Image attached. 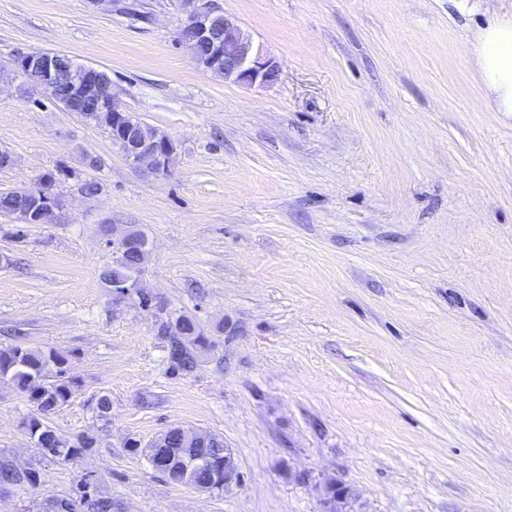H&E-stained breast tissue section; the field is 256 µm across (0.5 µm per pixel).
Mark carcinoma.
<instances>
[{"label": "carcinoma", "mask_w": 512, "mask_h": 512, "mask_svg": "<svg viewBox=\"0 0 512 512\" xmlns=\"http://www.w3.org/2000/svg\"><path fill=\"white\" fill-rule=\"evenodd\" d=\"M168 359L173 372H190L196 365L197 347L202 341L194 336H169ZM49 380L43 392L36 395L31 391L36 377ZM7 378L13 386L23 393L35 408V414L27 421L29 433L36 434L38 447L46 455L60 461L70 462L87 455L97 446V439L90 435H78L67 438L58 434L44 422L51 412L61 409L69 403L72 395L73 378L67 375L66 359L58 353L29 346L10 345L0 348V379ZM168 451L183 452L186 444L179 429L168 430L163 438ZM190 451L207 457H224V437L214 434L211 437L191 445ZM166 479L174 484L190 483L200 489H207L213 479L212 472L196 471L190 476L183 474L173 465L163 472ZM113 512L112 496L95 493L94 499L86 504L70 507L59 503V499L48 500L47 512Z\"/></svg>", "instance_id": "obj_1"}]
</instances>
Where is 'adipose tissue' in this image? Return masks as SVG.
<instances>
[{
  "label": "adipose tissue",
  "mask_w": 512,
  "mask_h": 512,
  "mask_svg": "<svg viewBox=\"0 0 512 512\" xmlns=\"http://www.w3.org/2000/svg\"><path fill=\"white\" fill-rule=\"evenodd\" d=\"M475 66L490 111L512 112V21L493 19L481 29Z\"/></svg>",
  "instance_id": "ef3b65f1"
}]
</instances>
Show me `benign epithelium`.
I'll return each mask as SVG.
<instances>
[{"label":"benign epithelium","mask_w":512,"mask_h":512,"mask_svg":"<svg viewBox=\"0 0 512 512\" xmlns=\"http://www.w3.org/2000/svg\"><path fill=\"white\" fill-rule=\"evenodd\" d=\"M182 12L178 41L191 39L202 48L194 57L201 69L220 75L225 80L251 87L269 86L280 77V65L275 57L257 45L251 35L242 28L238 19L228 14L218 0H178ZM61 52L33 51L17 58L16 67L33 88L50 92L59 83L69 86L70 107L83 113L88 122L97 120V113H112V142L118 147L126 162L134 169L154 174L168 173L172 164L170 156L176 152L172 138L164 133L149 140L142 136L138 127L127 121L126 110L117 100L112 88V79L103 69L89 67L80 69L69 64L60 68ZM64 204L54 191V182L43 180L36 189L18 190V203L12 212L14 223L61 224L64 220ZM148 254V240L133 237L130 231L112 236V265L123 266L127 276L122 282H112V300L123 299L141 288L140 275ZM176 336L190 334L202 336L204 332L192 322L189 333L183 331L179 317L172 315L159 325ZM177 465L186 473L202 468L217 470V462L210 458L182 453ZM231 449L224 448V480L206 492L208 496L228 492L239 484L240 475ZM324 499L325 512H348L350 491L335 482L327 488Z\"/></svg>","instance_id":"benign-epithelium-1"}]
</instances>
